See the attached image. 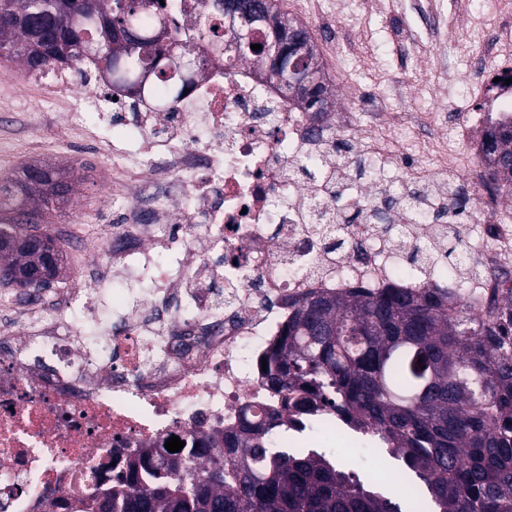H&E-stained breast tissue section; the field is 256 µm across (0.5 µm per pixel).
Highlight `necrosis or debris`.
I'll use <instances>...</instances> for the list:
<instances>
[{
	"instance_id": "obj_1",
	"label": "necrosis or debris",
	"mask_w": 512,
	"mask_h": 512,
	"mask_svg": "<svg viewBox=\"0 0 512 512\" xmlns=\"http://www.w3.org/2000/svg\"><path fill=\"white\" fill-rule=\"evenodd\" d=\"M491 5L498 23L479 63L456 73L461 88L495 85L491 111L448 124L425 108L392 111L384 91L366 126L354 112L325 114L368 166L361 181L337 170L328 142L309 137L301 103L250 63L214 58L176 102L161 83L142 100L116 98L72 69L69 132L86 135L88 115L110 108L125 135L106 155L127 179L106 201L119 224L68 241L85 278L0 293V512H64L71 495L111 488L129 457H168L173 436L206 465L207 435L265 420L262 361L306 296L435 284L489 299V281L442 275L448 244L432 218L448 211L471 256L512 268V205L500 203L487 165L471 170L464 207L443 193L462 159L480 161L481 133L512 115V0ZM396 125L413 134V163L400 157ZM306 164L311 177H296ZM326 172L340 191L319 187ZM394 180L431 194L422 223L400 206L385 235L373 210ZM346 211L361 222L344 244L311 233L321 214ZM422 238L428 266L410 261Z\"/></svg>"
}]
</instances>
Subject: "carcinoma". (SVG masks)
I'll return each instance as SVG.
<instances>
[{"instance_id":"carcinoma-1","label":"carcinoma","mask_w":512,"mask_h":512,"mask_svg":"<svg viewBox=\"0 0 512 512\" xmlns=\"http://www.w3.org/2000/svg\"><path fill=\"white\" fill-rule=\"evenodd\" d=\"M268 23L256 25L251 44L237 43V14L227 0H210L208 18L196 36H172L170 4L144 11L136 0H0V60L19 63L27 73L58 66L93 68L113 90L142 95L138 76L151 72L167 81L168 51L186 52L196 72L208 69L210 52L224 49L236 60L268 65V76L306 102L312 120L330 111L323 72L304 27L282 15L278 0H262ZM298 30L306 46L296 62L279 63L265 54L279 38L282 22ZM139 36L130 49L125 30ZM261 45L254 51L251 46ZM339 161L366 174L351 145L331 134ZM495 167L492 180L512 184V123L483 140ZM67 168L29 163L16 176L0 178V225L19 216L44 213L74 202ZM433 223L448 226L449 253L467 262V275L494 276L493 296L480 314L454 305L448 289L383 288L376 293L315 295L300 303L266 358L265 386L281 406L253 425L207 437L238 448L200 468L152 459L145 450L128 462L129 476L112 481L96 499L65 502L70 512H512V275L489 273L468 257L448 214ZM18 239L0 233V262L16 271L1 285L48 288L28 270L39 260L15 249ZM331 412L344 425L368 435L402 462L404 490L382 491L372 476L341 469L324 454H291L264 440L268 432L298 429L302 419Z\"/></svg>"}]
</instances>
